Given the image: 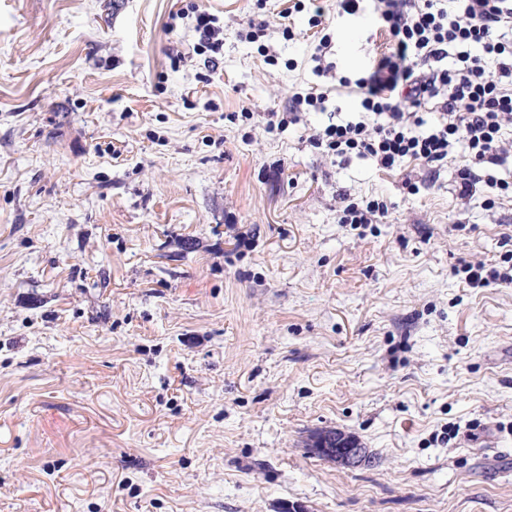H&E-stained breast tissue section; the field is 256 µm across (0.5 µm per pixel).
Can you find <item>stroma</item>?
<instances>
[{"label": "stroma", "instance_id": "1", "mask_svg": "<svg viewBox=\"0 0 512 512\" xmlns=\"http://www.w3.org/2000/svg\"><path fill=\"white\" fill-rule=\"evenodd\" d=\"M288 6L0 0V512H512V286L453 273L505 253L512 195L458 198L460 148L434 183L324 157L312 109L268 131L315 84L359 110ZM323 6L327 61L369 77L371 0ZM345 195L388 214L340 223ZM321 429L369 465L314 454ZM192 10L195 31L199 34L198 46L209 52L208 63L215 64L224 53V25L219 24L217 16L199 6H192Z\"/></svg>", "mask_w": 512, "mask_h": 512}]
</instances>
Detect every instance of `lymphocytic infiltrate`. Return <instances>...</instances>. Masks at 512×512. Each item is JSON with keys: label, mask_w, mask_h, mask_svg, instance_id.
Here are the masks:
<instances>
[{"label": "lymphocytic infiltrate", "mask_w": 512, "mask_h": 512, "mask_svg": "<svg viewBox=\"0 0 512 512\" xmlns=\"http://www.w3.org/2000/svg\"><path fill=\"white\" fill-rule=\"evenodd\" d=\"M388 29V54L358 80L362 114L343 120L328 111V123L310 142L323 155L371 159L383 170L414 161L435 171L456 145L466 159L454 190L474 196L488 185L506 192L512 183L495 170L512 157V8L505 0H376ZM495 59L487 72L484 57ZM503 267L461 261L457 271L472 288L512 285V255Z\"/></svg>", "instance_id": "1"}]
</instances>
